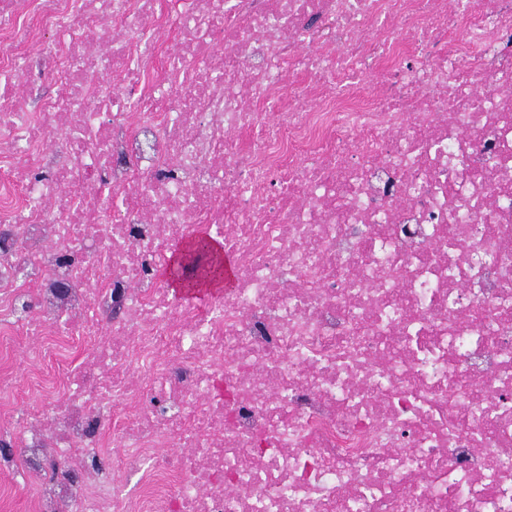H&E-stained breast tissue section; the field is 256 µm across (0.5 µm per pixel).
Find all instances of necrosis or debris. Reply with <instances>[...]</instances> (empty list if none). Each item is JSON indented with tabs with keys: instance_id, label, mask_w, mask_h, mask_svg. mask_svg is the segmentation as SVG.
Instances as JSON below:
<instances>
[{
	"instance_id": "4bbe7bcc",
	"label": "necrosis or debris",
	"mask_w": 512,
	"mask_h": 512,
	"mask_svg": "<svg viewBox=\"0 0 512 512\" xmlns=\"http://www.w3.org/2000/svg\"><path fill=\"white\" fill-rule=\"evenodd\" d=\"M16 351L39 512H512V0H0ZM55 90L56 87L50 65L44 62L34 68V74L29 84L27 95L23 98L21 105L33 108L40 98L53 94Z\"/></svg>"
}]
</instances>
